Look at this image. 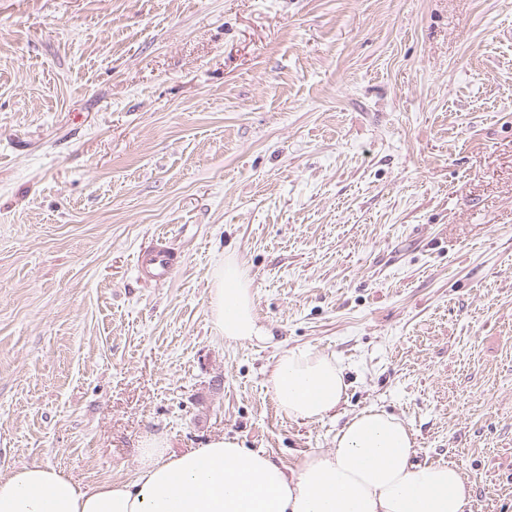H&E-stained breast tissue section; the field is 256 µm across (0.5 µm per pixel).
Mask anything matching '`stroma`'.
<instances>
[{"mask_svg":"<svg viewBox=\"0 0 512 512\" xmlns=\"http://www.w3.org/2000/svg\"><path fill=\"white\" fill-rule=\"evenodd\" d=\"M228 250L270 342L212 329ZM283 348L335 418L278 411ZM371 406L512 512V0H0V469L127 481L159 432L293 469ZM177 259V255L166 239L159 237L140 251L137 266L145 280L157 284L171 277L177 265ZM269 382L277 408L292 420H322L347 397L343 367L336 358L310 349L281 351Z\"/></svg>","mask_w":512,"mask_h":512,"instance_id":"stroma-1","label":"stroma"}]
</instances>
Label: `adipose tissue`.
I'll list each match as a JSON object with an SVG mask.
<instances>
[{"instance_id": "adipose-tissue-1", "label": "adipose tissue", "mask_w": 512, "mask_h": 512, "mask_svg": "<svg viewBox=\"0 0 512 512\" xmlns=\"http://www.w3.org/2000/svg\"><path fill=\"white\" fill-rule=\"evenodd\" d=\"M208 308L220 339L269 341L237 255L216 261ZM269 382L292 420L324 419L346 400L342 366L310 349L281 351ZM333 443L288 469L235 437L214 436L178 453L164 436L148 435L127 481L85 485L41 463L0 470V512H465L472 486L462 470L414 463L416 440L400 417L363 409Z\"/></svg>"}]
</instances>
